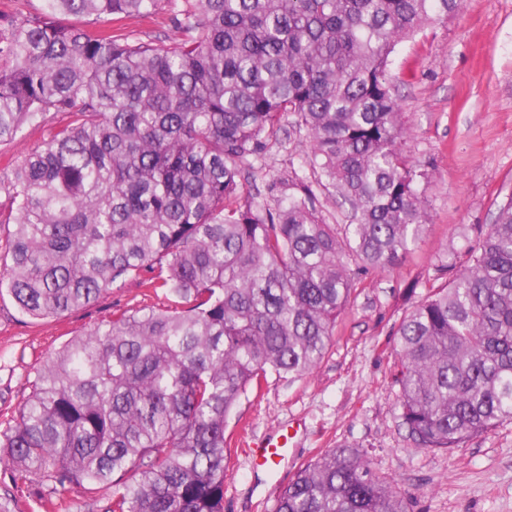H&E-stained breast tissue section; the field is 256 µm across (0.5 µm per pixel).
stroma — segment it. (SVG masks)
<instances>
[{"label":"stroma","instance_id":"obj_1","mask_svg":"<svg viewBox=\"0 0 512 512\" xmlns=\"http://www.w3.org/2000/svg\"><path fill=\"white\" fill-rule=\"evenodd\" d=\"M393 85L408 130L413 164L430 170L429 223L418 246L392 270L364 276L352 305L339 318L334 342L308 376L269 377L261 391L243 395L227 431L241 440L279 425H300L292 457L275 484L260 482L243 452L232 453L224 476V512H273L279 488L325 450L353 445L375 473L407 497L411 512H512V423L474 437L452 451L416 447L408 437L391 384L393 333L422 299L438 264L461 265L459 227L494 223L512 195V0H459L457 8L400 42L391 56ZM52 112L0 145V202L11 162L51 139L67 123ZM308 148L305 134L281 133L254 160L243 192L266 200V187L296 173ZM140 288H111L92 305L44 321L0 296V409L22 402L35 367L76 335L118 309L147 305ZM16 512H38L40 498L57 496L62 512H101L103 502L73 486L51 484L0 465V492Z\"/></svg>","mask_w":512,"mask_h":512}]
</instances>
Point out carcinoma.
<instances>
[{"label": "carcinoma", "instance_id": "1", "mask_svg": "<svg viewBox=\"0 0 512 512\" xmlns=\"http://www.w3.org/2000/svg\"><path fill=\"white\" fill-rule=\"evenodd\" d=\"M457 0H42L0 13V144L70 121L12 171L0 293L45 320L130 281L164 302L118 310L35 371L0 415V464L105 492L104 512H224L226 428L268 376L299 379L371 271L429 221L408 159L391 54ZM174 15L180 37L110 25ZM74 17L79 24H66ZM306 131L316 185L354 211L342 232L313 185L242 197L245 165ZM463 269L402 319L393 384L417 447L452 451L512 422V194ZM274 512H410L347 445L298 468Z\"/></svg>", "mask_w": 512, "mask_h": 512}]
</instances>
